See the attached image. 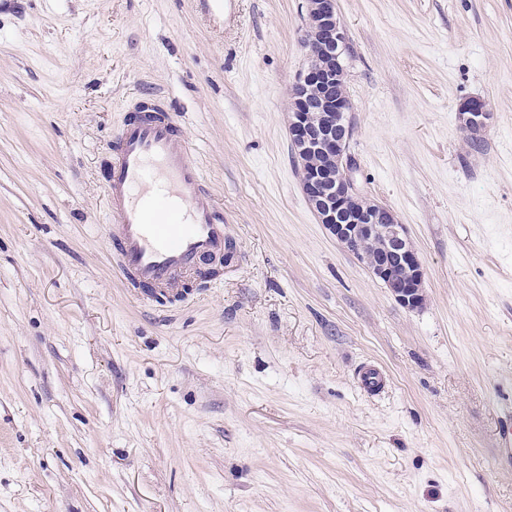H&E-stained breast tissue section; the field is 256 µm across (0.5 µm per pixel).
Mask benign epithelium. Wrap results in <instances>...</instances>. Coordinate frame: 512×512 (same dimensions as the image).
<instances>
[{
  "mask_svg": "<svg viewBox=\"0 0 512 512\" xmlns=\"http://www.w3.org/2000/svg\"><path fill=\"white\" fill-rule=\"evenodd\" d=\"M302 43L308 61L290 92L288 133L303 193L319 222L341 247L363 263L405 308L426 303L424 270L406 225L385 205L356 189L349 145L351 100L344 53L347 32L337 0H306ZM461 130L478 137L493 122L486 101L470 98Z\"/></svg>",
  "mask_w": 512,
  "mask_h": 512,
  "instance_id": "obj_1",
  "label": "benign epithelium"
}]
</instances>
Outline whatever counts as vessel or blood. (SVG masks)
<instances>
[{
	"instance_id": "vessel-or-blood-1",
	"label": "vessel or blood",
	"mask_w": 512,
	"mask_h": 512,
	"mask_svg": "<svg viewBox=\"0 0 512 512\" xmlns=\"http://www.w3.org/2000/svg\"><path fill=\"white\" fill-rule=\"evenodd\" d=\"M110 151L105 234L117 272L140 301L184 297L230 240L177 114L161 97L137 102Z\"/></svg>"
}]
</instances>
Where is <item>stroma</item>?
I'll list each match as a JSON object with an SVG mask.
<instances>
[{
	"label": "stroma",
	"instance_id": "stroma-1",
	"mask_svg": "<svg viewBox=\"0 0 512 512\" xmlns=\"http://www.w3.org/2000/svg\"><path fill=\"white\" fill-rule=\"evenodd\" d=\"M19 2L0 14V512H512V0H337L355 185L418 251L414 311L303 195L305 0L221 20ZM155 93L234 245L217 288L166 307L131 295L104 232L109 141ZM459 112L466 113L461 130L470 137H479L493 122L494 114L486 101L480 98H470L463 101Z\"/></svg>",
	"mask_w": 512,
	"mask_h": 512
}]
</instances>
